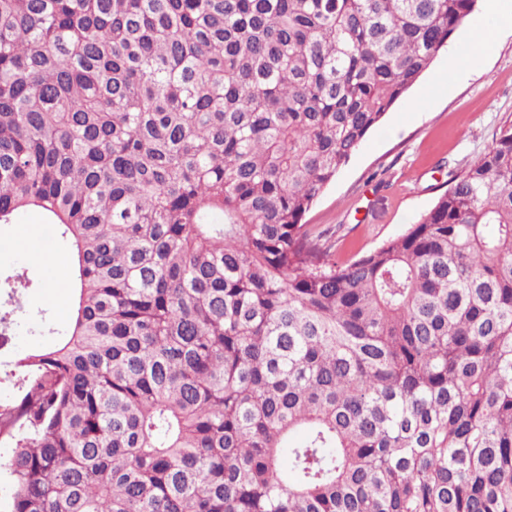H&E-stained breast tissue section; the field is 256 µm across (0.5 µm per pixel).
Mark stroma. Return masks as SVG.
Instances as JSON below:
<instances>
[{
  "instance_id": "1",
  "label": "stroma",
  "mask_w": 512,
  "mask_h": 512,
  "mask_svg": "<svg viewBox=\"0 0 512 512\" xmlns=\"http://www.w3.org/2000/svg\"><path fill=\"white\" fill-rule=\"evenodd\" d=\"M470 24L373 130L348 165L327 187L306 220L336 243V260L358 258L403 233L446 189L449 168L480 157L500 128L512 121V27L500 28L494 44L471 60ZM458 69L450 82L440 76L449 58ZM43 225L33 211L0 226V274L24 268L32 282L10 347L0 349V370L45 342L44 332L64 327L72 316L73 290L64 301L48 295L51 280L69 279L71 255L62 245L46 246L47 260L34 251L18 255L11 240Z\"/></svg>"
}]
</instances>
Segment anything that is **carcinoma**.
<instances>
[{
	"label": "carcinoma",
	"mask_w": 512,
	"mask_h": 512,
	"mask_svg": "<svg viewBox=\"0 0 512 512\" xmlns=\"http://www.w3.org/2000/svg\"><path fill=\"white\" fill-rule=\"evenodd\" d=\"M479 2L0 0V224L77 293L10 512H512V123L352 262L305 221Z\"/></svg>",
	"instance_id": "cac0c4a2"
}]
</instances>
